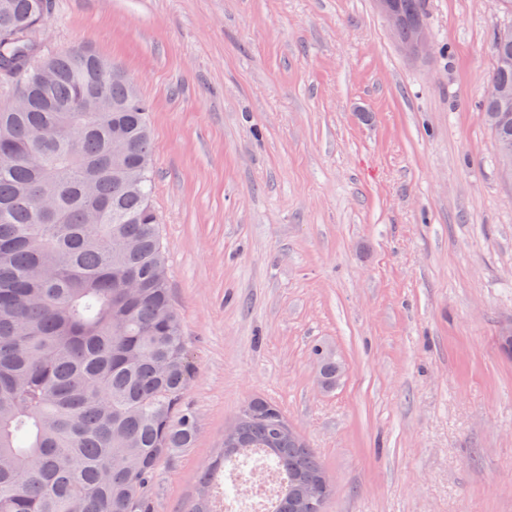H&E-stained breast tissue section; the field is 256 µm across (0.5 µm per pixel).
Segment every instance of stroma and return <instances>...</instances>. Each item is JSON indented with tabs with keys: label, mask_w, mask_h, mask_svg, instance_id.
I'll return each instance as SVG.
<instances>
[{
	"label": "stroma",
	"mask_w": 512,
	"mask_h": 512,
	"mask_svg": "<svg viewBox=\"0 0 512 512\" xmlns=\"http://www.w3.org/2000/svg\"><path fill=\"white\" fill-rule=\"evenodd\" d=\"M421 12L415 56L375 0H51L43 49L112 60L152 105L198 418L154 512H188L256 398L319 457L324 512H512V174L481 116L512 13Z\"/></svg>",
	"instance_id": "1"
}]
</instances>
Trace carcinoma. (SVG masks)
<instances>
[{"instance_id":"carcinoma-1","label":"carcinoma","mask_w":512,"mask_h":512,"mask_svg":"<svg viewBox=\"0 0 512 512\" xmlns=\"http://www.w3.org/2000/svg\"><path fill=\"white\" fill-rule=\"evenodd\" d=\"M48 0H0V512H152L148 491L197 415L189 341L168 288L152 203L150 103L91 52L46 55ZM489 84L512 86V43L493 38ZM494 142L512 118L483 105ZM189 512H214L228 465L261 453L281 476L263 512H324L331 491L281 408L249 403Z\"/></svg>"}]
</instances>
